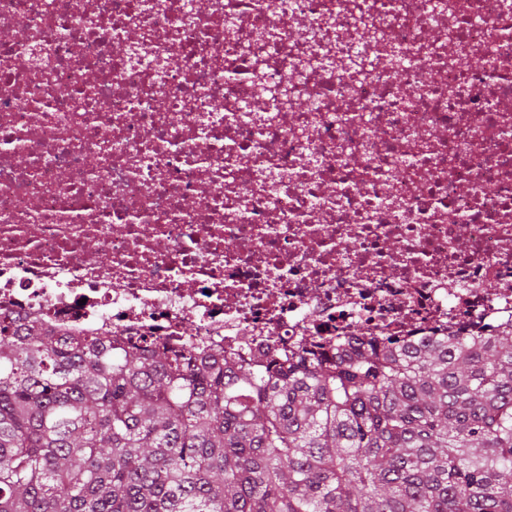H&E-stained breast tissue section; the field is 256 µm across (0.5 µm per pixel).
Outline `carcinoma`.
<instances>
[{"instance_id": "cac0c4a2", "label": "carcinoma", "mask_w": 512, "mask_h": 512, "mask_svg": "<svg viewBox=\"0 0 512 512\" xmlns=\"http://www.w3.org/2000/svg\"><path fill=\"white\" fill-rule=\"evenodd\" d=\"M0 512H512V324L255 361L0 315Z\"/></svg>"}]
</instances>
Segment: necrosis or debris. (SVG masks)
Listing matches in <instances>:
<instances>
[{
    "label": "necrosis or debris",
    "mask_w": 512,
    "mask_h": 512,
    "mask_svg": "<svg viewBox=\"0 0 512 512\" xmlns=\"http://www.w3.org/2000/svg\"><path fill=\"white\" fill-rule=\"evenodd\" d=\"M364 2L391 34L368 75L245 114L225 17L277 33V82L340 55L354 0H200L189 27L185 0H0L25 34L0 39V314L255 360L512 321V9ZM479 48L493 66L449 67Z\"/></svg>",
    "instance_id": "4bbe7bcc"
}]
</instances>
